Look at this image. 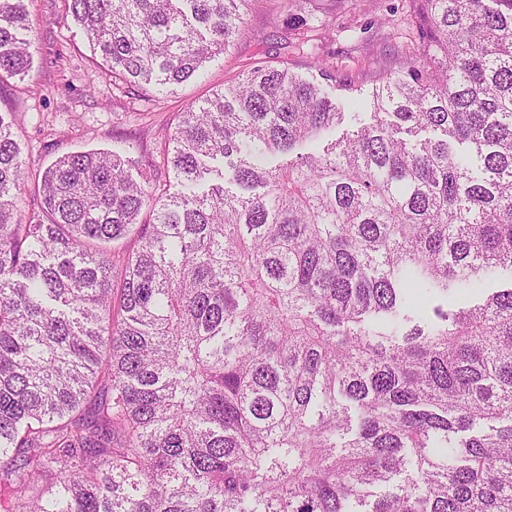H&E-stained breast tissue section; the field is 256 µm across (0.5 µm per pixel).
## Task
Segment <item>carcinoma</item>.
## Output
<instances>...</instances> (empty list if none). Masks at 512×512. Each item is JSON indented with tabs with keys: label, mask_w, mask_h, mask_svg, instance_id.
Returning a JSON list of instances; mask_svg holds the SVG:
<instances>
[{
	"label": "carcinoma",
	"mask_w": 512,
	"mask_h": 512,
	"mask_svg": "<svg viewBox=\"0 0 512 512\" xmlns=\"http://www.w3.org/2000/svg\"><path fill=\"white\" fill-rule=\"evenodd\" d=\"M248 2L65 6L157 98ZM411 2L366 95L260 61L178 113L167 184L73 152L26 210L0 113V512H512V0ZM32 33L0 0V82Z\"/></svg>",
	"instance_id": "carcinoma-1"
}]
</instances>
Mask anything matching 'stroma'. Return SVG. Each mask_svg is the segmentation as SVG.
I'll use <instances>...</instances> for the list:
<instances>
[{"label": "stroma", "instance_id": "obj_1", "mask_svg": "<svg viewBox=\"0 0 512 512\" xmlns=\"http://www.w3.org/2000/svg\"><path fill=\"white\" fill-rule=\"evenodd\" d=\"M34 36L32 69L24 80L0 83V113L14 117L13 132L28 161L24 202L32 204L41 169L66 153L124 147L139 175L145 155L161 150L178 112L256 60H287L315 80V61L353 74L363 87L393 67L403 43L388 9L407 11L408 0H294L310 17L307 45L287 38L281 0H251L244 32L207 66V83L186 82L158 101L119 91L108 76L89 79L91 53L83 31L65 14L64 0H25Z\"/></svg>", "mask_w": 512, "mask_h": 512}]
</instances>
